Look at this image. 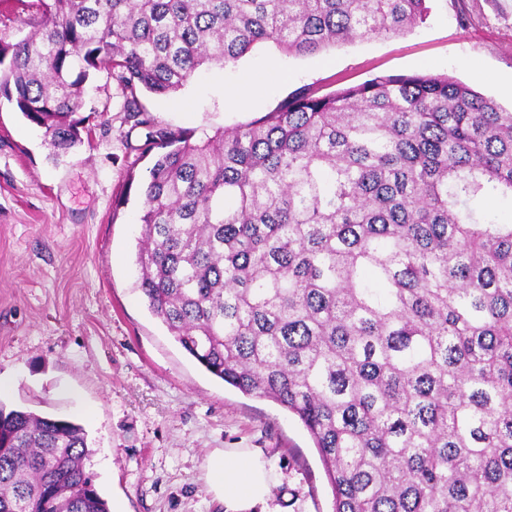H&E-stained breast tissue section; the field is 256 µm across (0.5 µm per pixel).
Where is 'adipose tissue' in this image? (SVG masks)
I'll return each instance as SVG.
<instances>
[{
  "label": "adipose tissue",
  "mask_w": 512,
  "mask_h": 512,
  "mask_svg": "<svg viewBox=\"0 0 512 512\" xmlns=\"http://www.w3.org/2000/svg\"><path fill=\"white\" fill-rule=\"evenodd\" d=\"M208 485L224 503V512H255L265 506L273 474L261 453L248 448L213 452L207 461Z\"/></svg>",
  "instance_id": "1"
}]
</instances>
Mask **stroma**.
Returning a JSON list of instances; mask_svg holds the SVG:
<instances>
[{
    "mask_svg": "<svg viewBox=\"0 0 512 512\" xmlns=\"http://www.w3.org/2000/svg\"><path fill=\"white\" fill-rule=\"evenodd\" d=\"M402 34L311 55L256 46L202 69L178 92L137 100L158 127L202 136L379 74H446L512 109V0H429ZM263 81L249 104L244 85ZM109 70L87 83L88 137L55 153L42 128L0 96V392L6 409L73 421L110 512H224L206 459L252 448L275 475L277 512H333L320 455L301 421L206 372L136 290L142 186L155 160L126 122Z\"/></svg>",
    "mask_w": 512,
    "mask_h": 512,
    "instance_id": "obj_1",
    "label": "stroma"
}]
</instances>
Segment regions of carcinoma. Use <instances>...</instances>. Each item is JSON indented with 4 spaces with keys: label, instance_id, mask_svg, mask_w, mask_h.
Segmentation results:
<instances>
[{
    "label": "carcinoma",
    "instance_id": "obj_1",
    "mask_svg": "<svg viewBox=\"0 0 512 512\" xmlns=\"http://www.w3.org/2000/svg\"><path fill=\"white\" fill-rule=\"evenodd\" d=\"M426 0H36L0 91L56 153L112 70L158 150L137 287L207 372L296 415L334 512H512V112L447 75L303 91L198 140L170 94L259 43L399 34ZM84 428L0 404V512H109Z\"/></svg>",
    "mask_w": 512,
    "mask_h": 512
}]
</instances>
